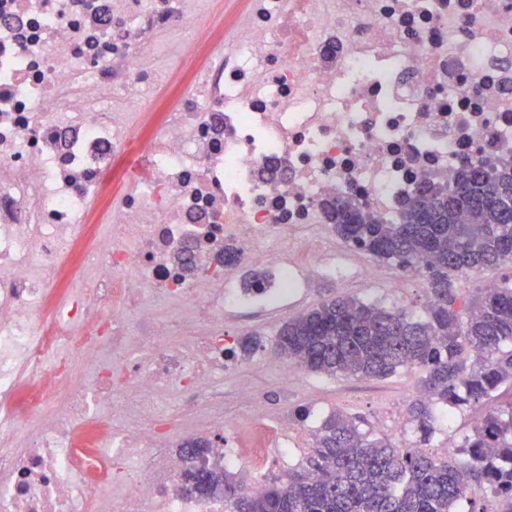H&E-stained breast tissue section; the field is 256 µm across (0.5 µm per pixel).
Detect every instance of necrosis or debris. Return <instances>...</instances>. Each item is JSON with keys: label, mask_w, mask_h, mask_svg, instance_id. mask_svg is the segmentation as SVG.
<instances>
[{"label": "necrosis or debris", "mask_w": 512, "mask_h": 512, "mask_svg": "<svg viewBox=\"0 0 512 512\" xmlns=\"http://www.w3.org/2000/svg\"><path fill=\"white\" fill-rule=\"evenodd\" d=\"M167 39L200 59L150 124ZM475 161L512 162V0H246L228 33L208 0H0V512H224L167 441L183 404L205 467L245 462L225 311L332 271L337 198L389 222Z\"/></svg>", "instance_id": "4bbe7bcc"}]
</instances>
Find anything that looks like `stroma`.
Listing matches in <instances>:
<instances>
[{"label":"stroma","instance_id":"35a3bbf8","mask_svg":"<svg viewBox=\"0 0 512 512\" xmlns=\"http://www.w3.org/2000/svg\"><path fill=\"white\" fill-rule=\"evenodd\" d=\"M335 274H314L306 288L277 309L249 304L225 312V335L242 339L258 338L260 345L250 355L232 349L233 367L224 374V411L234 415L239 407L236 390L239 375H247L254 397L267 412L269 421L288 424L287 448L267 449L259 464L231 467L230 472L241 487L256 481L285 483L288 465L305 462L310 448L304 447L321 422L336 412L360 418L364 428L388 438L402 447L415 435L408 423L407 407L419 395V369H401L386 379L329 376L291 366L293 379L282 382L277 365L266 362L280 329L288 320L306 312L322 300L350 297L387 309L401 308L423 315L429 300L425 277L417 271H401L397 265L354 249L337 240ZM495 412L502 419L512 418V386H502L495 397L473 407L456 409L440 418L438 431L429 447L430 453L452 456L464 435L472 433L478 419Z\"/></svg>","mask_w":512,"mask_h":512}]
</instances>
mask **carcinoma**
Listing matches in <instances>:
<instances>
[{
  "instance_id": "carcinoma-1",
  "label": "carcinoma",
  "mask_w": 512,
  "mask_h": 512,
  "mask_svg": "<svg viewBox=\"0 0 512 512\" xmlns=\"http://www.w3.org/2000/svg\"><path fill=\"white\" fill-rule=\"evenodd\" d=\"M330 217L355 248L400 267L423 264L431 295L425 318L328 299L288 320L274 350L330 376L385 379L419 368L421 398L409 414L417 443L427 445L436 433L433 405L471 407L512 381V279L468 301L454 288L463 273L512 264V167L478 161L448 186L426 181L389 224L350 198L336 199ZM360 423L337 412L326 418L313 433L314 456L289 469L286 484L249 493L229 472L198 466L184 481L200 495L224 490L227 512H458L477 488L483 503L468 512H499L500 500L512 502V420L485 415L460 445L465 463L397 448Z\"/></svg>"
}]
</instances>
